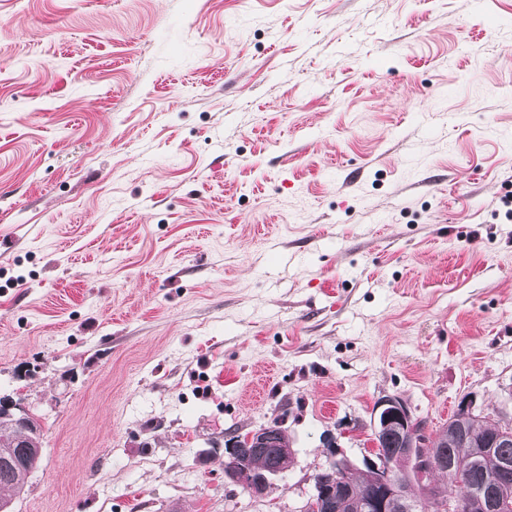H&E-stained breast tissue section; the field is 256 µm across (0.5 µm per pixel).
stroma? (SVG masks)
<instances>
[{"mask_svg":"<svg viewBox=\"0 0 512 512\" xmlns=\"http://www.w3.org/2000/svg\"><path fill=\"white\" fill-rule=\"evenodd\" d=\"M507 194L512 0H0L15 512H303L385 396L512 427ZM0 415L1 418L10 419L15 425L13 426L6 419L0 420V512H13L12 504L14 497L19 496L24 491L31 474L40 466L42 448L39 440L35 437L38 433L31 424L29 413L20 403L1 401ZM16 427L27 430L30 434L26 441L19 446V448H24V450L14 454L11 453L10 455L6 452L4 460L12 459L11 464L14 467L20 465L31 453L41 454L39 457H31L28 460L27 466L17 471L4 464L1 456L2 448H10L14 441L24 438L25 434ZM5 490L12 491L13 497H2V492ZM285 435L280 422H273L264 425L256 430H253L245 436L233 435L224 443L225 456L235 458L234 467L230 468L233 461L224 459V471H227V476L235 483L243 486L248 491L254 494H263L270 485V478L279 476L280 471H287L291 449L288 448V440L286 436L281 437L284 440L282 448L275 447L278 445L276 438ZM267 455L263 459L255 461L258 468H265V472H259L253 469L252 460L265 453ZM275 466L278 470L271 467ZM285 473H281L284 475Z\"/></svg>","mask_w":512,"mask_h":512,"instance_id":"1","label":"stroma"}]
</instances>
